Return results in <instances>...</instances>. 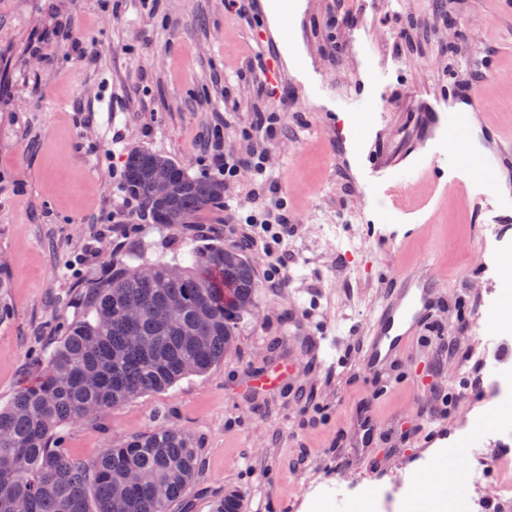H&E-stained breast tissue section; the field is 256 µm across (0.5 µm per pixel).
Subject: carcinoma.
Wrapping results in <instances>:
<instances>
[{"instance_id":"cac0c4a2","label":"carcinoma","mask_w":512,"mask_h":512,"mask_svg":"<svg viewBox=\"0 0 512 512\" xmlns=\"http://www.w3.org/2000/svg\"><path fill=\"white\" fill-rule=\"evenodd\" d=\"M159 175L171 185L166 201L152 192ZM220 186L148 150H131L123 162V192L168 229L224 205ZM151 266L150 278L138 265L105 270L81 290L80 315L68 321L54 314L47 323L44 344L29 354V374L0 409V512L191 508L190 490L202 470L199 443L172 423L109 447L92 462L65 448V428L224 361L256 308L261 285L235 247L194 245L178 277L162 257ZM173 299L180 303L174 317ZM115 310L124 317H113ZM242 508L236 489L212 504V512Z\"/></svg>"}]
</instances>
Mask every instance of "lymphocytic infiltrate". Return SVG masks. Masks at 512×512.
Masks as SVG:
<instances>
[{
	"label": "lymphocytic infiltrate",
	"mask_w": 512,
	"mask_h": 512,
	"mask_svg": "<svg viewBox=\"0 0 512 512\" xmlns=\"http://www.w3.org/2000/svg\"><path fill=\"white\" fill-rule=\"evenodd\" d=\"M235 127L239 128L244 145L229 150L224 145V133ZM280 131L277 111H255L242 122L228 111L224 114L223 127L216 129L205 150L210 166L224 182L247 177L259 188L258 200L248 214L228 206L224 209V222L241 247L262 251L268 257L264 274L272 288L284 287L288 269V256L279 249L288 233V204L278 182L271 177L266 148L267 142L277 138Z\"/></svg>",
	"instance_id": "f902f5d3"
}]
</instances>
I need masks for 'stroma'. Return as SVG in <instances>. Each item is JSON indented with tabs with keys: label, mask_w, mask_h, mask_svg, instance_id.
I'll return each instance as SVG.
<instances>
[{
	"label": "stroma",
	"mask_w": 512,
	"mask_h": 512,
	"mask_svg": "<svg viewBox=\"0 0 512 512\" xmlns=\"http://www.w3.org/2000/svg\"><path fill=\"white\" fill-rule=\"evenodd\" d=\"M255 0L248 18L224 0H0V271L10 309L0 321V407L25 375L51 312L109 263L172 259L189 241H224V212L169 232L120 208L125 154L147 149L211 175L204 147L224 120L274 109L270 150L294 230L288 280L262 288L224 361L107 417L68 428L73 457L149 432L158 413L200 440L191 512L225 489L243 512H305L297 480L318 488L350 477L371 490L404 472L421 486L451 460L463 421L488 415L474 375V315L486 282L512 256V9L503 0ZM484 79L471 84L474 71ZM466 150L435 179L427 151L448 152V115ZM417 169L400 190L394 166ZM485 224L503 242L477 236ZM433 265L446 302L430 328L454 340L413 343L401 369L362 368L369 320L394 279ZM349 266L344 279L336 269ZM287 380L254 391L255 374ZM451 405L434 411L442 396ZM374 413L366 455L351 437Z\"/></svg>",
	"instance_id": "35a3bbf8"
}]
</instances>
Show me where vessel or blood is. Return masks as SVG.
Returning a JSON list of instances; mask_svg holds the SVG:
<instances>
[{
	"label": "vessel or blood",
	"instance_id": "obj_1",
	"mask_svg": "<svg viewBox=\"0 0 512 512\" xmlns=\"http://www.w3.org/2000/svg\"><path fill=\"white\" fill-rule=\"evenodd\" d=\"M439 288V280L424 267L396 278L370 320L363 357L366 372L376 375L384 367L403 362L409 344L431 321L433 298Z\"/></svg>",
	"mask_w": 512,
	"mask_h": 512
}]
</instances>
